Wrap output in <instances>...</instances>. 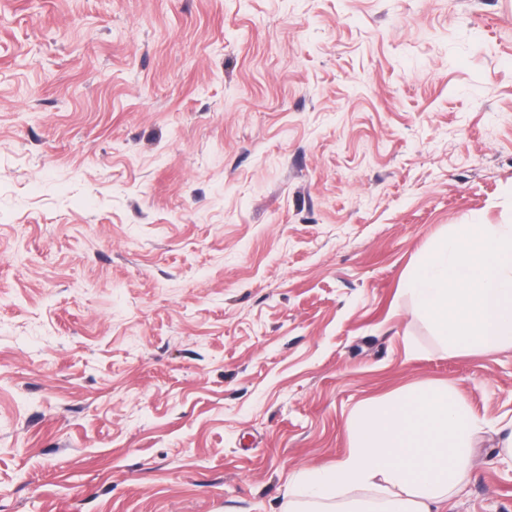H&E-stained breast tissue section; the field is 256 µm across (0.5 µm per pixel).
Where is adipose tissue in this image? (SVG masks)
Returning a JSON list of instances; mask_svg holds the SVG:
<instances>
[{"label":"adipose tissue","instance_id":"1","mask_svg":"<svg viewBox=\"0 0 512 512\" xmlns=\"http://www.w3.org/2000/svg\"><path fill=\"white\" fill-rule=\"evenodd\" d=\"M482 427L447 382L363 401L345 455L298 475L282 512H448L451 492L471 478Z\"/></svg>","mask_w":512,"mask_h":512}]
</instances>
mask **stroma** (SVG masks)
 I'll use <instances>...</instances> for the list:
<instances>
[{
    "mask_svg": "<svg viewBox=\"0 0 512 512\" xmlns=\"http://www.w3.org/2000/svg\"><path fill=\"white\" fill-rule=\"evenodd\" d=\"M512 224V0H0V512H279L362 401L456 387L512 512V347L404 284Z\"/></svg>",
    "mask_w": 512,
    "mask_h": 512,
    "instance_id": "35a3bbf8",
    "label": "stroma"
}]
</instances>
